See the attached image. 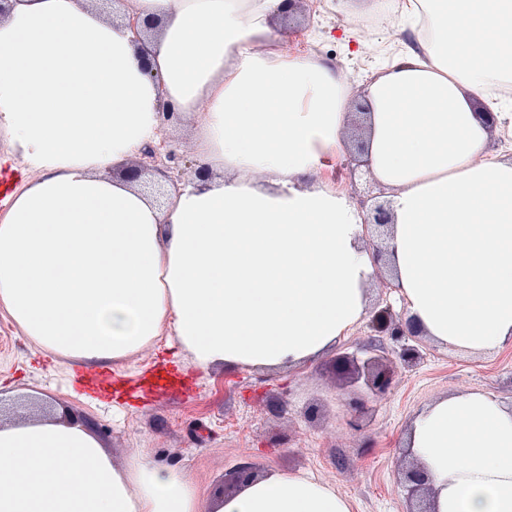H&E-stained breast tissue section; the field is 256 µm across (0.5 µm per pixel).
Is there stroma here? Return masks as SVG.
Instances as JSON below:
<instances>
[{
  "mask_svg": "<svg viewBox=\"0 0 512 512\" xmlns=\"http://www.w3.org/2000/svg\"><path fill=\"white\" fill-rule=\"evenodd\" d=\"M305 21L281 41L284 52L336 60L360 97L373 71L391 63L408 40L395 16L369 34L348 0L320 9L306 0ZM189 123H166V150L175 183L196 165ZM402 341L372 335L358 324L330 352L281 371L197 368L177 348L158 342L106 366L107 395L90 388L86 365L33 345L0 312V418L31 410L83 418L114 462L146 455L156 466L188 473L201 497L234 493L237 471L303 472L330 485L351 512H406L402 467L405 434L416 413L440 395L478 391L512 401V345L484 357L448 350L421 338L413 367L399 362ZM383 357L396 365L390 390L369 396L360 413L350 404L359 389L336 373L343 354Z\"/></svg>",
  "mask_w": 512,
  "mask_h": 512,
  "instance_id": "stroma-1",
  "label": "stroma"
}]
</instances>
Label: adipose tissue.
<instances>
[{
  "mask_svg": "<svg viewBox=\"0 0 512 512\" xmlns=\"http://www.w3.org/2000/svg\"><path fill=\"white\" fill-rule=\"evenodd\" d=\"M285 0H16L0 17V134L27 172L0 212V310L37 346L105 365L168 334L201 369L279 370L365 317L375 268L364 216L321 173L351 144L349 79L275 48ZM427 9L438 47L406 46L369 83L364 140L391 189L386 240L406 316L440 346L512 343V155L489 156L512 79V0ZM160 21L146 44L128 16ZM190 122L214 176L157 205L117 170ZM405 444L436 512H512V405L444 395ZM0 512H349L302 473L268 471L201 499L183 470L113 462L81 419L0 422Z\"/></svg>",
  "mask_w": 512,
  "mask_h": 512,
  "instance_id": "ef3b65f1",
  "label": "adipose tissue"
}]
</instances>
